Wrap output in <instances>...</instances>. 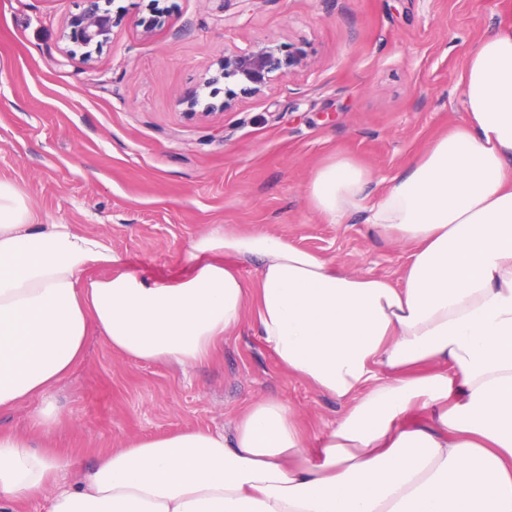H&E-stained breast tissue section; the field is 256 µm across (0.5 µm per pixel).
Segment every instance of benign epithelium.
I'll return each instance as SVG.
<instances>
[{"instance_id": "obj_1", "label": "benign epithelium", "mask_w": 512, "mask_h": 512, "mask_svg": "<svg viewBox=\"0 0 512 512\" xmlns=\"http://www.w3.org/2000/svg\"><path fill=\"white\" fill-rule=\"evenodd\" d=\"M79 12L68 16L61 40L83 50L82 60L89 64L93 54L111 42L113 28L119 18L102 9L101 0H80ZM307 66L305 55L271 42L246 48H226L218 63V75L206 79L201 88L224 79V101L221 108L229 110L244 95L262 93L272 83Z\"/></svg>"}]
</instances>
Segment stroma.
<instances>
[{
    "instance_id": "obj_1",
    "label": "stroma",
    "mask_w": 512,
    "mask_h": 512,
    "mask_svg": "<svg viewBox=\"0 0 512 512\" xmlns=\"http://www.w3.org/2000/svg\"><path fill=\"white\" fill-rule=\"evenodd\" d=\"M122 21L93 65L59 35L77 0H0V180L45 224L105 239L122 268L186 276L197 236L264 231L362 275L399 279L407 248L353 212L332 224L307 188L346 158L369 198L464 121L459 77L512 0H111ZM163 29L146 32L155 11ZM272 41L308 66L227 111L190 115L188 95L225 48ZM264 398L285 401L308 439L343 408L288 373L251 320L202 366L132 364L91 339L49 401L56 447L100 450L187 426L231 430Z\"/></svg>"
}]
</instances>
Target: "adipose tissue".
I'll return each mask as SVG.
<instances>
[{"label": "adipose tissue", "instance_id": "ef3b65f1", "mask_svg": "<svg viewBox=\"0 0 512 512\" xmlns=\"http://www.w3.org/2000/svg\"><path fill=\"white\" fill-rule=\"evenodd\" d=\"M464 124L370 206L347 159L321 168L313 207L411 250L400 283L336 268L266 232L214 231L174 283L124 271L100 237L41 223L0 181V412L37 403L84 362L90 337L135 364L195 368L245 318L292 375L345 407L308 446L287 403L261 399L232 434L137 438L82 468L0 431V512H512V25L470 52ZM260 262L254 280L224 256ZM427 417L409 422L414 409Z\"/></svg>", "mask_w": 512, "mask_h": 512}]
</instances>
